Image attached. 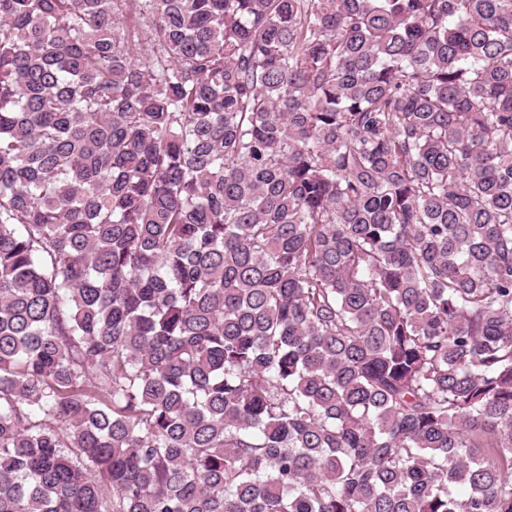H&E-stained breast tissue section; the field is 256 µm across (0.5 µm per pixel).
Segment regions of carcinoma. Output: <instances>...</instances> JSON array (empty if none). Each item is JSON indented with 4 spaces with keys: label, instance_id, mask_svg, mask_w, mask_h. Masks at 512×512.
<instances>
[{
    "label": "carcinoma",
    "instance_id": "obj_1",
    "mask_svg": "<svg viewBox=\"0 0 512 512\" xmlns=\"http://www.w3.org/2000/svg\"><path fill=\"white\" fill-rule=\"evenodd\" d=\"M0 512H512V0H0Z\"/></svg>",
    "mask_w": 512,
    "mask_h": 512
}]
</instances>
